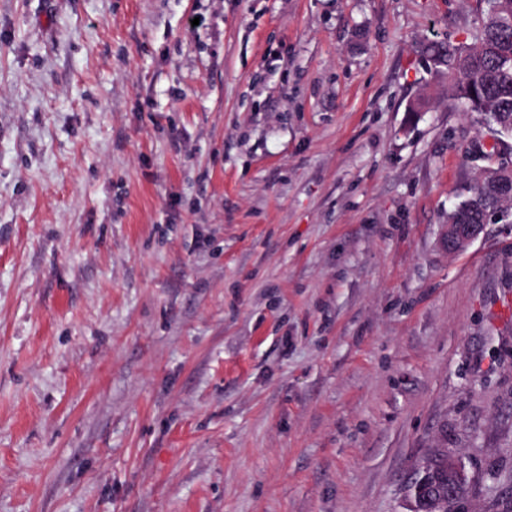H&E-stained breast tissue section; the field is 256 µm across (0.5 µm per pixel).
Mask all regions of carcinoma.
<instances>
[{
	"mask_svg": "<svg viewBox=\"0 0 512 512\" xmlns=\"http://www.w3.org/2000/svg\"><path fill=\"white\" fill-rule=\"evenodd\" d=\"M474 42L435 41L423 48L431 68L448 77V96L475 113L499 138H512V0H486ZM505 170L488 166L472 194L448 211V220L488 223L512 201L502 193Z\"/></svg>",
	"mask_w": 512,
	"mask_h": 512,
	"instance_id": "1",
	"label": "carcinoma"
}]
</instances>
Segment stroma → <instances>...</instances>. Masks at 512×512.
Here are the masks:
<instances>
[{"instance_id": "stroma-1", "label": "stroma", "mask_w": 512, "mask_h": 512, "mask_svg": "<svg viewBox=\"0 0 512 512\" xmlns=\"http://www.w3.org/2000/svg\"><path fill=\"white\" fill-rule=\"evenodd\" d=\"M483 0H0V512H512V218L422 54ZM422 102L421 111L409 106ZM502 166H488L472 194L448 211V221L458 219L463 222L448 224L445 239L448 250L458 251L475 240L482 232L483 223L487 224L490 216L510 204V200L502 193L505 179V170Z\"/></svg>"}]
</instances>
